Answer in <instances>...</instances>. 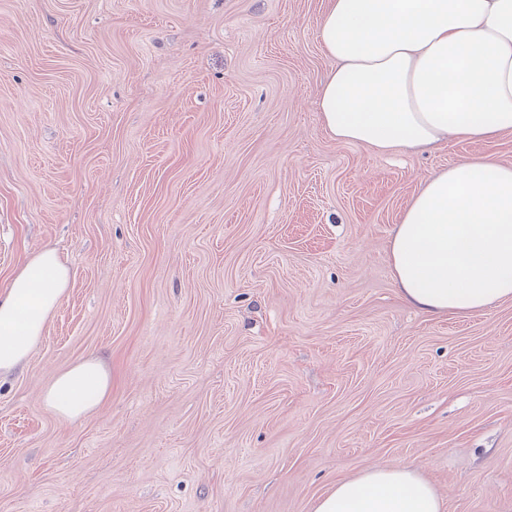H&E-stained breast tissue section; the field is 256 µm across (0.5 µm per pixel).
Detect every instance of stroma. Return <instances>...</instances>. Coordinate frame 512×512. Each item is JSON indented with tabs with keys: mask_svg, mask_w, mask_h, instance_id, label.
Listing matches in <instances>:
<instances>
[{
	"mask_svg": "<svg viewBox=\"0 0 512 512\" xmlns=\"http://www.w3.org/2000/svg\"><path fill=\"white\" fill-rule=\"evenodd\" d=\"M326 0H0V292L68 291L0 378V512H313L409 465L512 512V301L430 317L389 242L420 180L512 132L381 156L323 130ZM112 392L57 418L54 375ZM112 390V377L99 360L90 359L58 372L45 399L59 418L75 421L96 410Z\"/></svg>",
	"mask_w": 512,
	"mask_h": 512,
	"instance_id": "stroma-1",
	"label": "stroma"
}]
</instances>
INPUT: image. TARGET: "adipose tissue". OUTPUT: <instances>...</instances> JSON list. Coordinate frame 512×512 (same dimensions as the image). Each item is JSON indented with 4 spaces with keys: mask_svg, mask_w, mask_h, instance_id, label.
<instances>
[{
    "mask_svg": "<svg viewBox=\"0 0 512 512\" xmlns=\"http://www.w3.org/2000/svg\"><path fill=\"white\" fill-rule=\"evenodd\" d=\"M318 29L334 62L319 112L336 142L388 155L512 131V0H328ZM389 255L401 298L427 314L512 300V166L475 156L425 177ZM69 278L53 250L14 274L0 297V375L28 362ZM111 390L108 368L90 359L58 372L45 399L75 421ZM314 512H443V503L415 470L376 465L337 481Z\"/></svg>",
    "mask_w": 512,
    "mask_h": 512,
    "instance_id": "obj_1",
    "label": "adipose tissue"
}]
</instances>
